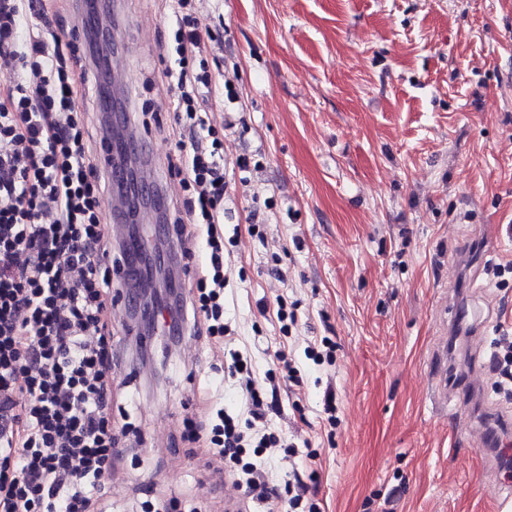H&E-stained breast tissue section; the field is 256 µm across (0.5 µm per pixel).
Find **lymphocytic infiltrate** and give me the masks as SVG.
<instances>
[{
    "instance_id": "1",
    "label": "lymphocytic infiltrate",
    "mask_w": 512,
    "mask_h": 512,
    "mask_svg": "<svg viewBox=\"0 0 512 512\" xmlns=\"http://www.w3.org/2000/svg\"><path fill=\"white\" fill-rule=\"evenodd\" d=\"M172 40L161 55L186 158L169 164L183 191L170 236L183 259L205 238V272L169 315L191 335L220 339L224 322V141L202 100L215 82L197 51L192 0H171ZM16 74L0 82V512H99L94 497L112 468V228L100 220L112 194L103 142H88L74 94L99 50L84 53L45 7L0 0V57ZM246 417L216 409L209 432L185 421L182 438L225 463L249 503L322 512L303 474L272 484L265 460L296 446L265 426L280 408L275 375L258 384L232 353Z\"/></svg>"
}]
</instances>
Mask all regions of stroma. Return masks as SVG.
Listing matches in <instances>:
<instances>
[{
	"label": "stroma",
	"instance_id": "stroma-1",
	"mask_svg": "<svg viewBox=\"0 0 512 512\" xmlns=\"http://www.w3.org/2000/svg\"><path fill=\"white\" fill-rule=\"evenodd\" d=\"M129 56L121 110L141 170L165 212L180 130L159 52L165 0H101ZM201 55L235 102L210 99L224 138V253L229 284L217 344L143 335L112 240V421L121 455L101 486L104 512L170 497L234 512L221 460L182 441L212 404H243L215 366L250 356L256 378L290 347L301 385L281 384L269 427L295 458L270 457L272 483L314 474L324 512H512V465L481 446L512 437V394L490 364L512 339V0H204ZM248 169H240L241 159ZM297 316L283 336L278 304ZM448 403L431 376L449 336ZM336 342L314 365L307 347ZM336 424L323 419L325 392ZM301 410H294V403ZM317 450L308 459V450Z\"/></svg>",
	"mask_w": 512,
	"mask_h": 512
}]
</instances>
